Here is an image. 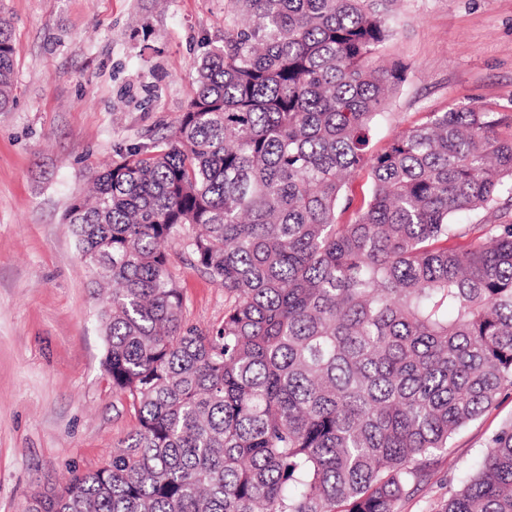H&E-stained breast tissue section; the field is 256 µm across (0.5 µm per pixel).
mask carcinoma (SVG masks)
<instances>
[{"label": "carcinoma", "instance_id": "cac0c4a2", "mask_svg": "<svg viewBox=\"0 0 512 512\" xmlns=\"http://www.w3.org/2000/svg\"><path fill=\"white\" fill-rule=\"evenodd\" d=\"M231 2L173 130L65 216L108 295L103 365L136 426L21 512H398L512 388L502 117L432 112L375 153L404 79L377 63L390 0ZM169 242L224 289L220 324L187 319ZM436 512H512V422Z\"/></svg>", "mask_w": 512, "mask_h": 512}]
</instances>
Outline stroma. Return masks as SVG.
I'll list each match as a JSON object with an SVG mask.
<instances>
[{
  "label": "stroma",
  "instance_id": "1",
  "mask_svg": "<svg viewBox=\"0 0 512 512\" xmlns=\"http://www.w3.org/2000/svg\"><path fill=\"white\" fill-rule=\"evenodd\" d=\"M15 46L0 109V512L100 467L136 420L103 367L102 305L64 221L94 171L168 132L196 64L224 37V0H0ZM380 55L406 67L374 150L432 112L476 106L512 122V0H394ZM186 315L224 316V291L179 245ZM512 420V390L463 428L400 512H433Z\"/></svg>",
  "mask_w": 512,
  "mask_h": 512
}]
</instances>
